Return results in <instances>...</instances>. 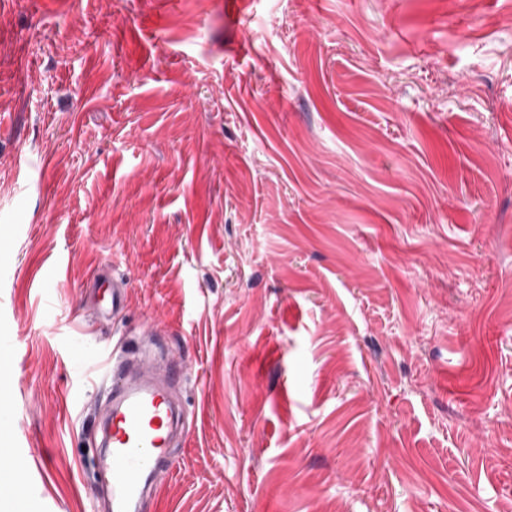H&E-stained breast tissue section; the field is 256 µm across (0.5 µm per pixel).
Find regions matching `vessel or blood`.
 Listing matches in <instances>:
<instances>
[{
	"label": "vessel or blood",
	"instance_id": "b4317fda",
	"mask_svg": "<svg viewBox=\"0 0 512 512\" xmlns=\"http://www.w3.org/2000/svg\"><path fill=\"white\" fill-rule=\"evenodd\" d=\"M127 282L99 275L92 283L95 294L109 295L113 308L125 305ZM183 371L168 369L157 378L150 365L131 371L118 365L102 378L109 408L103 420L98 466L103 473L112 512H140L145 500L160 494V484L171 462L167 448L185 424L172 394Z\"/></svg>",
	"mask_w": 512,
	"mask_h": 512
}]
</instances>
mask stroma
Segmentation results:
<instances>
[{
    "instance_id": "stroma-1",
    "label": "stroma",
    "mask_w": 512,
    "mask_h": 512,
    "mask_svg": "<svg viewBox=\"0 0 512 512\" xmlns=\"http://www.w3.org/2000/svg\"><path fill=\"white\" fill-rule=\"evenodd\" d=\"M508 12L0 0L24 512H89L97 370L144 344L190 424L145 512H512ZM127 281L123 278H117L115 276L109 277L107 275H98L91 288L94 289L96 297L98 295L108 294L112 300V310L123 308L125 305Z\"/></svg>"
}]
</instances>
